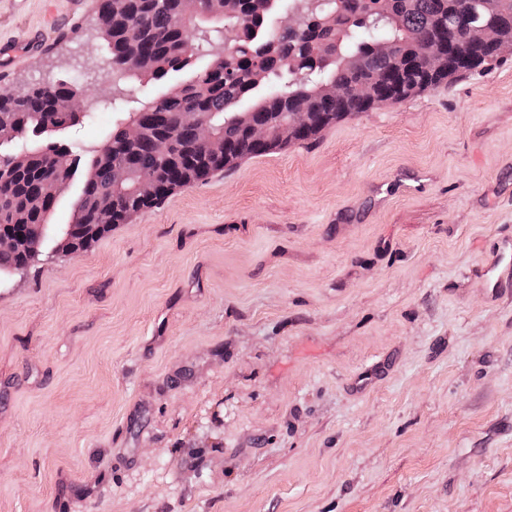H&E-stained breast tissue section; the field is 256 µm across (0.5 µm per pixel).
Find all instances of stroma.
I'll list each match as a JSON object with an SVG mask.
<instances>
[{
    "mask_svg": "<svg viewBox=\"0 0 512 512\" xmlns=\"http://www.w3.org/2000/svg\"><path fill=\"white\" fill-rule=\"evenodd\" d=\"M80 0H0L19 92L105 78ZM512 54L0 272V512H512Z\"/></svg>",
    "mask_w": 512,
    "mask_h": 512,
    "instance_id": "stroma-1",
    "label": "stroma"
}]
</instances>
